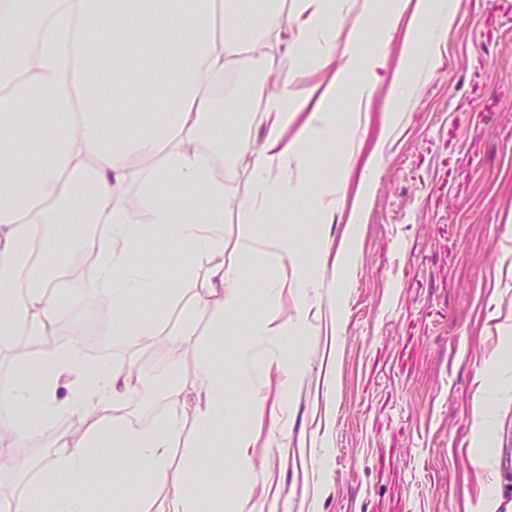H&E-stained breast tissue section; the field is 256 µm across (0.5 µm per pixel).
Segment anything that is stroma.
Instances as JSON below:
<instances>
[{"instance_id":"obj_1","label":"stroma","mask_w":512,"mask_h":512,"mask_svg":"<svg viewBox=\"0 0 512 512\" xmlns=\"http://www.w3.org/2000/svg\"><path fill=\"white\" fill-rule=\"evenodd\" d=\"M395 6L336 0L334 23L365 32L361 66L329 106L333 139L308 145L303 169L288 173L300 191L272 201L278 221L253 227L261 244L285 236L310 244L307 293L285 278L291 260L275 269L237 246L253 158L234 145L260 143L264 115L259 100L242 104L238 88L221 94L224 262L240 271L245 305L222 321L201 308L193 319L198 344L224 363V397L238 412L193 474L183 458L197 440L187 399L169 482L154 486L150 512H164L175 488L196 477L226 488L224 512H467L477 504L512 512V0H434L399 96L391 80L412 15L392 24ZM376 57L385 66L366 109L357 89ZM385 124L391 133L381 144ZM373 151L377 164L365 167ZM327 169L364 185L357 241L345 238L346 206L332 223L304 221L310 206L332 203ZM195 293L185 283L181 301L159 292L145 311L100 318L119 343L109 364L144 375L119 410L134 423L166 414L172 375L205 382L193 349L165 351ZM271 313L290 335L258 345L255 369L243 372L236 354ZM152 320L157 335L139 341L134 329ZM480 402L491 412L484 426L473 413ZM244 435L254 446L241 472ZM146 470L128 456L106 481L87 474L73 487L110 494L119 508L132 475Z\"/></svg>"}]
</instances>
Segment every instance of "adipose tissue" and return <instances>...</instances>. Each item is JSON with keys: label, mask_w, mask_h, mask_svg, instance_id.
<instances>
[{"label": "adipose tissue", "mask_w": 512, "mask_h": 512, "mask_svg": "<svg viewBox=\"0 0 512 512\" xmlns=\"http://www.w3.org/2000/svg\"><path fill=\"white\" fill-rule=\"evenodd\" d=\"M328 4L299 0L296 41L287 46L282 19L266 0L254 45L268 51L270 68L278 69L282 45L289 55L312 51L320 67L332 65L336 31L327 23ZM253 23L240 0H0V297L11 301L0 311V339L27 330L53 335L58 305L51 294L63 285L53 256L77 246L95 255L87 290L112 308L160 289L176 300L179 284L196 280L216 314L240 311L241 294L231 286L239 271L216 259L224 250V180L210 153L193 144L205 135L215 148L224 146L213 89ZM173 58L180 67L172 75ZM346 76L336 72L313 103L297 96L292 71L280 72L276 90L262 93L263 140L237 148L254 156L253 197L240 206L244 224L264 223L268 202L288 195V166L302 160L301 139L332 137L327 105ZM306 109L311 116L299 138L285 140ZM138 178L149 202L142 219L122 204L126 186ZM194 208L208 211L207 223H184ZM74 224L108 230L77 239ZM174 235L189 244V254L168 252ZM147 244L166 253L165 280L131 267L133 252ZM13 361L27 377L0 393V462L14 464L13 448L51 428L61 412L96 421L78 435L56 433L53 455L8 502L9 512H112L111 503L59 488L65 476L94 467L92 450L105 441L141 460L153 483L166 482L182 428L177 409L187 394L196 397L199 432L184 451L192 467L207 463V439L224 426V366L207 353L200 356L207 387L174 375L164 395L169 413L149 428L113 417L132 379L103 363L87 374L79 341L18 353ZM65 376L71 384L62 398Z\"/></svg>", "instance_id": "ef3b65f1"}]
</instances>
